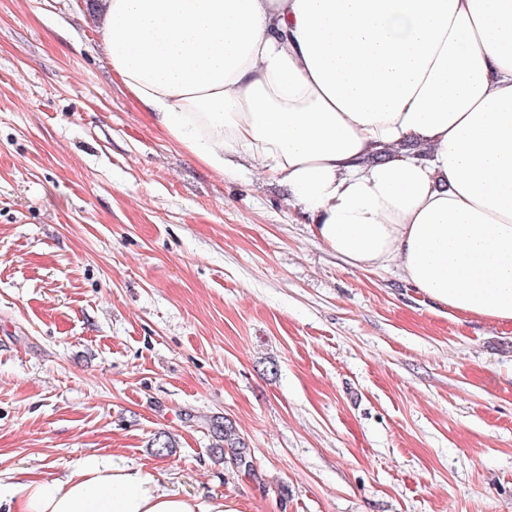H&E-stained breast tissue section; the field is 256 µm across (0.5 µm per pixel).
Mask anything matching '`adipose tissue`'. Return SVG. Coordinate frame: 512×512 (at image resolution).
<instances>
[{
    "mask_svg": "<svg viewBox=\"0 0 512 512\" xmlns=\"http://www.w3.org/2000/svg\"><path fill=\"white\" fill-rule=\"evenodd\" d=\"M116 79L208 168L286 187L355 268L512 325V0H102ZM12 512H240L100 457L0 480Z\"/></svg>",
    "mask_w": 512,
    "mask_h": 512,
    "instance_id": "obj_1",
    "label": "adipose tissue"
}]
</instances>
